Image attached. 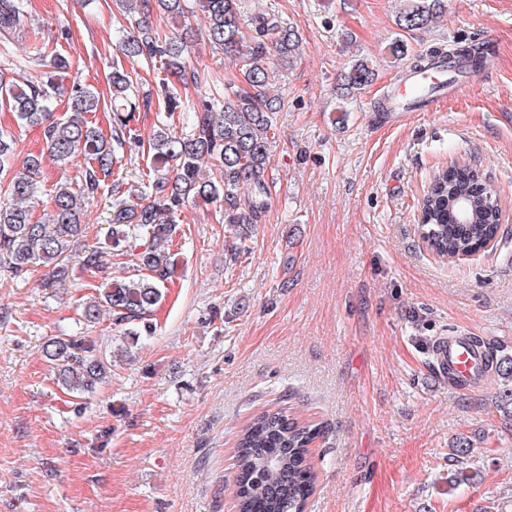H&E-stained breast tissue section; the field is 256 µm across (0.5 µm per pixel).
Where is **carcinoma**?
<instances>
[{"label": "carcinoma", "mask_w": 512, "mask_h": 512, "mask_svg": "<svg viewBox=\"0 0 512 512\" xmlns=\"http://www.w3.org/2000/svg\"><path fill=\"white\" fill-rule=\"evenodd\" d=\"M187 2L135 0L142 15L156 9L176 28L189 20ZM198 7L207 18V40L236 61L241 86L228 94L219 112L205 96L186 105L179 93L162 89L159 101L165 113H192L190 131L179 134L166 125L157 133L154 160L174 162L172 174L155 183L154 199L141 196L112 215V248L125 253L131 239L146 240L141 250L131 253L139 275L105 283L84 305L80 322L86 327L107 313L112 326L126 335H136L134 327L140 324L145 332L152 330L149 317L175 272L171 244L178 232L177 215L188 203H225L226 223L241 238L266 208L268 133L276 113L284 108L281 97L267 92L270 53L282 62L292 60L299 53L301 37L291 27L265 21L253 44L245 48L238 0H199ZM446 11L447 0H405L396 25L405 32L426 29ZM25 18L23 0H0V37H9ZM121 51L130 61L142 56L161 62L177 81L185 79L191 66L187 38L174 33L162 36L145 19L125 36ZM37 61L46 71L36 83L20 84L0 72V104L7 105L18 122L43 127L47 149L61 165L80 157L84 169L77 188L68 181L57 187L49 222H39L30 201L38 192L41 159L32 155L15 163L14 139L0 131V271L22 278L30 264L40 261L52 267L44 287L54 288L69 277L66 255L83 236L82 205L108 187L107 178L122 162L126 143L135 132L140 102L128 94L131 72L114 62L110 101L76 79L67 114L55 117L51 107L59 94L57 76L70 71L72 62L59 53L40 55ZM374 79V69L358 60L345 71L341 88L352 93ZM102 108L111 111L108 138L85 120L86 114ZM500 216L495 191L479 170L454 165L435 174L423 199V239L439 258L454 262L496 239ZM469 341L483 349L488 369L502 385L500 409L512 417V355L478 336ZM42 353L71 393L89 395L111 377L112 353L96 349L81 335L55 336L45 342ZM321 433V425L301 420L286 407L275 405L254 415L240 431L235 448L233 494L238 512H305L316 483L311 446Z\"/></svg>", "instance_id": "1"}]
</instances>
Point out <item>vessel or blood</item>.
<instances>
[{"label":"vessel or blood","mask_w":512,"mask_h":512,"mask_svg":"<svg viewBox=\"0 0 512 512\" xmlns=\"http://www.w3.org/2000/svg\"><path fill=\"white\" fill-rule=\"evenodd\" d=\"M447 70L448 61L444 58L438 59L434 68L421 71L408 70L395 91L394 111L405 112L414 104L431 103L433 90L440 85H446ZM434 357L439 368L450 372L456 379L460 390L478 389L486 379V359L483 351L472 346L466 335L440 338L434 346Z\"/></svg>","instance_id":"vessel-or-blood-1"}]
</instances>
